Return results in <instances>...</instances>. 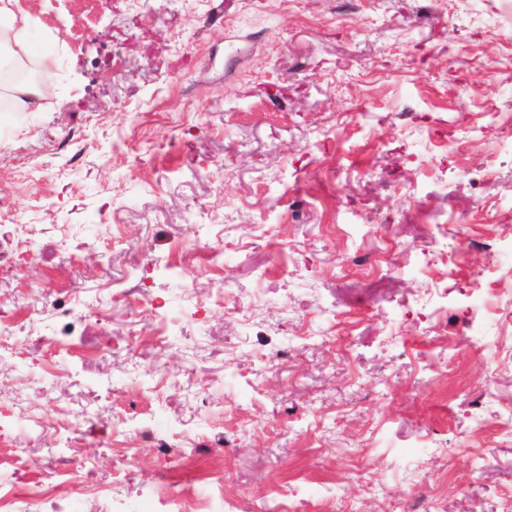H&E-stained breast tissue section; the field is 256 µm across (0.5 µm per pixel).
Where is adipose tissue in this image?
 <instances>
[{"instance_id": "ef3b65f1", "label": "adipose tissue", "mask_w": 512, "mask_h": 512, "mask_svg": "<svg viewBox=\"0 0 512 512\" xmlns=\"http://www.w3.org/2000/svg\"><path fill=\"white\" fill-rule=\"evenodd\" d=\"M12 4L13 0H0V47L8 49L13 64L36 61L40 66L41 79L34 84L11 86L10 97L19 110L36 112L40 110L42 101L54 91L55 59L51 53L27 39L30 20L28 16L17 14Z\"/></svg>"}]
</instances>
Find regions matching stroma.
Instances as JSON below:
<instances>
[{
	"instance_id": "35a3bbf8",
	"label": "stroma",
	"mask_w": 512,
	"mask_h": 512,
	"mask_svg": "<svg viewBox=\"0 0 512 512\" xmlns=\"http://www.w3.org/2000/svg\"><path fill=\"white\" fill-rule=\"evenodd\" d=\"M14 9L0 501L512 512V0ZM13 1H0V47L9 50L14 65L24 61H36L40 66L41 79L35 84L14 85L6 89L10 91L14 107L22 111L36 112L41 109V102L54 91L55 59L51 53L27 39L29 17L18 15L11 7Z\"/></svg>"
}]
</instances>
